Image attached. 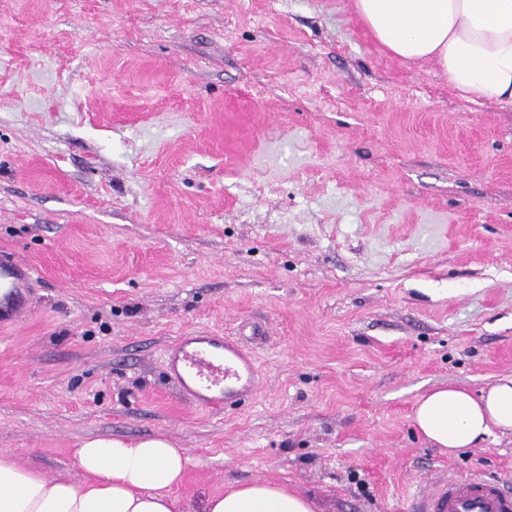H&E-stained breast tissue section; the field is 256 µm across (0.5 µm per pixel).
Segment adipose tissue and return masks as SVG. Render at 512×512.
<instances>
[{"label": "adipose tissue", "mask_w": 512, "mask_h": 512, "mask_svg": "<svg viewBox=\"0 0 512 512\" xmlns=\"http://www.w3.org/2000/svg\"><path fill=\"white\" fill-rule=\"evenodd\" d=\"M353 12L389 56L437 64L470 100L512 103V0H353ZM411 419L449 453L512 433V375L477 397L452 385L429 390ZM189 462L161 434L85 440L77 451L80 484L2 456L0 512H176L171 492ZM204 512H319V505L281 484L233 481L207 498Z\"/></svg>", "instance_id": "1"}]
</instances>
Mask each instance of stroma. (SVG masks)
Masks as SVG:
<instances>
[{"label":"stroma","mask_w":512,"mask_h":512,"mask_svg":"<svg viewBox=\"0 0 512 512\" xmlns=\"http://www.w3.org/2000/svg\"><path fill=\"white\" fill-rule=\"evenodd\" d=\"M0 455L78 478L93 437L166 435L179 512L230 481L410 512L448 476L512 491V434L456 456L428 389L512 374V104L384 54L352 0H0ZM256 397L202 411L163 353L234 334ZM32 277L33 270L30 267L15 263L9 255H0V288H4L3 295L8 299L3 310L11 312L7 319L0 317L2 327L13 324L27 309L21 289L24 283L32 280Z\"/></svg>","instance_id":"1"}]
</instances>
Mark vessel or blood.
Wrapping results in <instances>:
<instances>
[{
    "mask_svg": "<svg viewBox=\"0 0 512 512\" xmlns=\"http://www.w3.org/2000/svg\"><path fill=\"white\" fill-rule=\"evenodd\" d=\"M32 277L30 267L0 255V292L12 317L25 311L20 290ZM164 357L180 393L196 406L233 407L258 390L255 361L238 338L206 331L186 334L166 347ZM413 512H512V491L493 478L451 476L418 496Z\"/></svg>",
    "mask_w": 512,
    "mask_h": 512,
    "instance_id": "vessel-or-blood-1",
    "label": "vessel or blood"
}]
</instances>
